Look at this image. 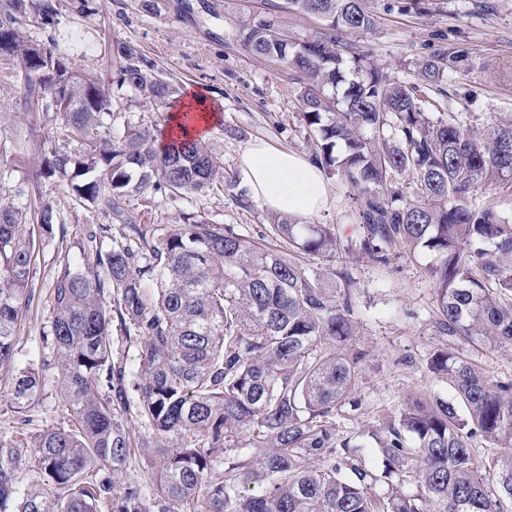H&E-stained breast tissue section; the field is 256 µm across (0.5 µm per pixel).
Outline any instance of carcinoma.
<instances>
[{
  "instance_id": "cac0c4a2",
  "label": "carcinoma",
  "mask_w": 512,
  "mask_h": 512,
  "mask_svg": "<svg viewBox=\"0 0 512 512\" xmlns=\"http://www.w3.org/2000/svg\"><path fill=\"white\" fill-rule=\"evenodd\" d=\"M284 2L326 30L293 44L264 17L247 24L244 44L299 74L303 117L319 134L312 161L356 189L362 253L379 267L401 246L435 253L438 329L512 347V224L472 203L512 178V116L480 135L455 112L433 121L421 85L346 57L338 32L374 26L364 0ZM52 12V0H0V52L16 61L18 104L61 118L58 145L31 175L13 181L0 158V370L12 367L19 424L0 440V512H512V379L433 354L428 366L448 376L455 400L410 397L379 414L369 437L383 470L368 468L351 439L336 441V412L357 393L366 357L351 344L355 281L334 267L330 285L304 263L336 262L335 230L277 214L257 240L192 212L181 224L141 223L142 200L218 193L236 178L203 139L168 144L159 128L129 124L112 134L121 106L112 84L25 37L30 16ZM463 53L426 59L422 82L437 83ZM113 60L118 86L168 105L174 89L138 47L117 43ZM351 64L363 79L347 80ZM341 83L335 110L324 89ZM401 172L415 179L414 201L397 186ZM55 176L82 178L77 197L109 223L80 227L78 253L51 285L47 352L15 369L39 245L22 200ZM35 213L51 233L53 203L39 199ZM114 309L139 346L135 368L114 354ZM51 372L69 424L32 435L26 413ZM477 437L490 443L486 462ZM233 448L251 458L225 463ZM147 451L144 476L131 466ZM25 468L36 474L31 486ZM409 480L414 493L403 489Z\"/></svg>"
}]
</instances>
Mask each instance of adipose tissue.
<instances>
[{"label":"adipose tissue","mask_w":512,"mask_h":512,"mask_svg":"<svg viewBox=\"0 0 512 512\" xmlns=\"http://www.w3.org/2000/svg\"><path fill=\"white\" fill-rule=\"evenodd\" d=\"M166 138L206 137L218 109L200 90H189L170 113ZM240 167L250 194L270 211L310 218L324 209L328 189L322 169L304 155L256 141L246 147Z\"/></svg>","instance_id":"obj_1"}]
</instances>
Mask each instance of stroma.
<instances>
[{
  "label": "stroma",
  "mask_w": 512,
  "mask_h": 512,
  "mask_svg": "<svg viewBox=\"0 0 512 512\" xmlns=\"http://www.w3.org/2000/svg\"><path fill=\"white\" fill-rule=\"evenodd\" d=\"M50 22L30 19L29 40L50 47L74 68L101 81L112 77V50L129 42L164 74L176 90H201L219 110L220 120L206 137L223 155L228 173L239 174L248 144L311 155L315 132L302 116L301 83L285 62L245 48L240 27L250 18L276 20L290 42L319 35L323 22L289 12L283 0H53ZM373 29L343 35L348 51L367 56L392 79L418 82L423 59L461 49L465 58L445 75L441 90L429 91L428 117L462 113L468 126L484 130L492 118L512 116V0H366ZM16 65L0 54V149L15 165V178L38 169L48 155L49 138L58 126L54 114L27 109L15 98ZM329 203L314 221L331 224L340 239L336 264L357 282L353 317L356 342L366 352L357 395L360 407L343 406L336 414V436L368 432L374 414L396 407L410 394L451 397L444 374L429 370L428 359L449 349L476 363L489 378L512 377V349L470 344L436 328L434 282L426 270L435 254L401 251L389 267L374 266L359 248L355 191L341 176L328 175ZM64 227L35 254L30 284L35 298L14 341L17 365L38 360L42 338L50 328V286L68 251L59 238L77 225L97 223L95 214L78 206L69 181L42 182ZM197 212L216 224L254 236L271 222L272 213L252 198L244 185L219 194L192 193L182 199L157 195L140 208L146 224H178L184 212Z\"/></svg>",
  "instance_id": "35a3bbf8"
}]
</instances>
